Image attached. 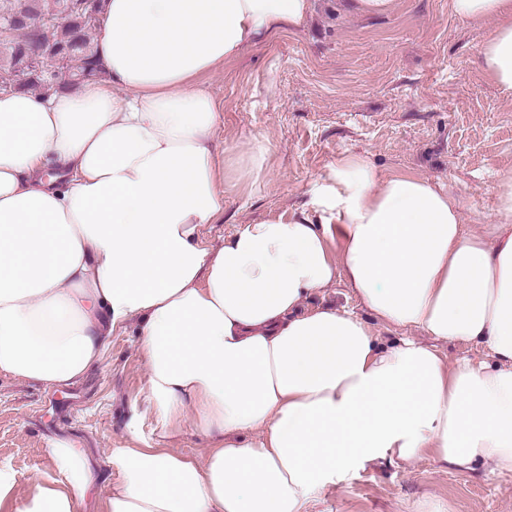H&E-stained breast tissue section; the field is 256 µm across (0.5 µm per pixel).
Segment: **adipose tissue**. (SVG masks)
<instances>
[{
	"label": "adipose tissue",
	"instance_id": "1",
	"mask_svg": "<svg viewBox=\"0 0 512 512\" xmlns=\"http://www.w3.org/2000/svg\"><path fill=\"white\" fill-rule=\"evenodd\" d=\"M312 0H106L101 78L48 94L0 92V373L81 383L116 328L138 322L142 402L165 436L185 417L202 459L110 450L121 474L100 512H302L343 474L433 455L512 476V169L495 181L487 234L428 178L379 176L347 153L313 180L307 211L246 225L211 247L228 185L256 180L269 149L219 158L223 106L204 75L280 32ZM492 19L483 65L512 94V0H451ZM344 281L388 327L433 339L381 343L353 312L302 311ZM441 341L489 361L448 363ZM53 474L0 512H83L98 477L79 443L46 441Z\"/></svg>",
	"mask_w": 512,
	"mask_h": 512
}]
</instances>
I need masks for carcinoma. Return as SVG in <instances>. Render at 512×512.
<instances>
[{
    "instance_id": "1",
    "label": "carcinoma",
    "mask_w": 512,
    "mask_h": 512,
    "mask_svg": "<svg viewBox=\"0 0 512 512\" xmlns=\"http://www.w3.org/2000/svg\"><path fill=\"white\" fill-rule=\"evenodd\" d=\"M70 0H0V17L8 15L27 20L29 24L13 29L11 38L29 48L60 47L67 51L65 65L58 64L53 54L43 56L41 66L25 74L19 89H44L58 86L64 77L78 84L99 73L95 60L92 29L80 22V16L68 9Z\"/></svg>"
}]
</instances>
